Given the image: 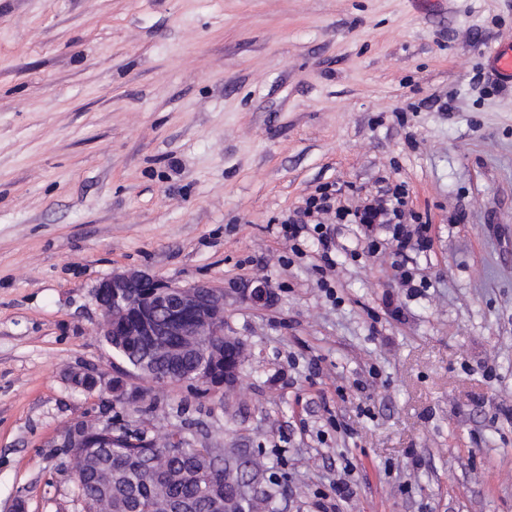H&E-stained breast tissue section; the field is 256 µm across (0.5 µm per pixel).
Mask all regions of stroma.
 Listing matches in <instances>:
<instances>
[{
  "label": "stroma",
  "mask_w": 512,
  "mask_h": 512,
  "mask_svg": "<svg viewBox=\"0 0 512 512\" xmlns=\"http://www.w3.org/2000/svg\"><path fill=\"white\" fill-rule=\"evenodd\" d=\"M511 39L512 0H0V512H80L76 421L246 450L278 512H512ZM323 186L403 187L419 288L389 224H333L324 276L291 252ZM126 269L223 289L233 389L67 384L113 376ZM490 63L496 75L512 80V46L498 47L490 53ZM428 232L426 224H416L411 230L400 229L393 234V255L404 257L410 251L425 248L429 242ZM66 380L71 386L88 393L105 390L118 400H133L136 397L134 390L128 389V383L121 372L106 381L98 373L87 369H78L69 372Z\"/></svg>",
  "instance_id": "35a3bbf8"
}]
</instances>
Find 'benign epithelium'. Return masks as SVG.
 <instances>
[{"mask_svg":"<svg viewBox=\"0 0 512 512\" xmlns=\"http://www.w3.org/2000/svg\"><path fill=\"white\" fill-rule=\"evenodd\" d=\"M94 298L104 314V336L138 337L157 347L168 360L178 359L201 344H213L204 353L206 365L195 371L164 376L150 371L146 377L157 382L196 383L214 392L238 383L243 345L224 336V289L203 284L179 286L139 270H123L104 278ZM274 299L273 288L264 281L243 294V300L254 306L269 305ZM67 382L88 393L105 390L118 400L134 399V390L128 388L121 373L107 380L93 371L78 369L69 372ZM209 454L214 460L210 482H225L234 488L233 497L214 498V512H236L240 501L255 495L261 476L250 471L248 456L239 449L226 453L222 448H211Z\"/></svg>","mask_w":512,"mask_h":512,"instance_id":"obj_1","label":"benign epithelium"}]
</instances>
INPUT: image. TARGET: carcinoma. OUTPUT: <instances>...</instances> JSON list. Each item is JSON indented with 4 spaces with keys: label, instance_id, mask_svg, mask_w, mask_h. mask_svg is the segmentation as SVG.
<instances>
[{
    "label": "carcinoma",
    "instance_id": "carcinoma-1",
    "mask_svg": "<svg viewBox=\"0 0 512 512\" xmlns=\"http://www.w3.org/2000/svg\"><path fill=\"white\" fill-rule=\"evenodd\" d=\"M112 354L136 372L147 351L122 347L112 349ZM69 452L85 472L81 494L88 512H97L96 504L104 497L112 500V512H163L160 498L165 493L189 503L194 512H210V491L197 476L207 464L206 448H189L172 436L135 444L117 435L110 448H100L98 441L87 437ZM105 470L112 473L108 484L100 480ZM278 495L277 488L268 486L247 512H276Z\"/></svg>",
    "mask_w": 512,
    "mask_h": 512
}]
</instances>
